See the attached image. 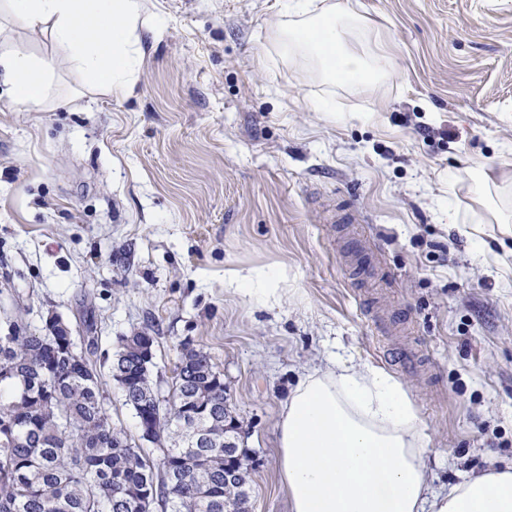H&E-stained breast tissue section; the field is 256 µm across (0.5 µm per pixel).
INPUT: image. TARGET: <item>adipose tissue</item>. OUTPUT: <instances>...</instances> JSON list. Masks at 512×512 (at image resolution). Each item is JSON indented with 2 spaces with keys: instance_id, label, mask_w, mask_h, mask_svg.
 <instances>
[{
  "instance_id": "adipose-tissue-1",
  "label": "adipose tissue",
  "mask_w": 512,
  "mask_h": 512,
  "mask_svg": "<svg viewBox=\"0 0 512 512\" xmlns=\"http://www.w3.org/2000/svg\"><path fill=\"white\" fill-rule=\"evenodd\" d=\"M142 0H0V16L48 34L60 58L0 49L13 99L41 103L59 61L98 91L131 94L146 54ZM283 41L359 94L392 77L381 51L361 54L350 38L363 19L351 0H288ZM278 466L292 512H512V467L430 493L428 452L416 408L383 369L336 362L302 375L281 407Z\"/></svg>"
}]
</instances>
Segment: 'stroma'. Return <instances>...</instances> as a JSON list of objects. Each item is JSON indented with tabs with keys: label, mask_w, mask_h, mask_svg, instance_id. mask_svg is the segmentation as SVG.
<instances>
[{
	"label": "stroma",
	"mask_w": 512,
	"mask_h": 512,
	"mask_svg": "<svg viewBox=\"0 0 512 512\" xmlns=\"http://www.w3.org/2000/svg\"><path fill=\"white\" fill-rule=\"evenodd\" d=\"M366 96L287 54L284 0H143L155 38L133 94L59 64L50 108L0 82V289L99 351L204 348L256 459L252 512H290L278 469L289 390L336 360L407 391L442 492L512 465V0H353ZM494 170L497 223L466 178ZM284 288L271 309L238 294Z\"/></svg>",
	"instance_id": "obj_1"
}]
</instances>
